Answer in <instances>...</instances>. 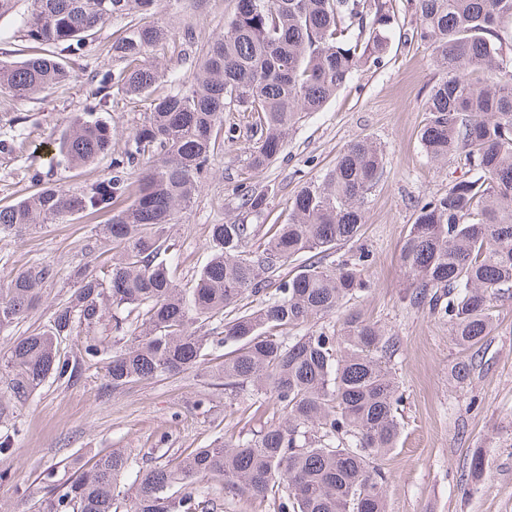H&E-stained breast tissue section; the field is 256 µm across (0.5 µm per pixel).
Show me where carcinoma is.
<instances>
[{
  "label": "carcinoma",
  "mask_w": 512,
  "mask_h": 512,
  "mask_svg": "<svg viewBox=\"0 0 512 512\" xmlns=\"http://www.w3.org/2000/svg\"><path fill=\"white\" fill-rule=\"evenodd\" d=\"M156 2L29 0L24 36L80 47L104 24L126 18L112 44L124 66L102 82L126 95H151L160 74L145 55L165 50L170 34L158 23L136 22L135 13ZM410 5V40L431 52L440 71L424 103L420 140L433 161L459 159L464 177L418 208L399 263L409 303L448 320L454 343L471 352L451 367L464 383L494 329V302L512 293V0ZM392 23L390 0H236L191 84L169 76L170 90L151 100L105 177L86 191L56 183L0 207L1 232L110 208L102 234L120 249L103 274L78 270L77 287L56 305L48 329L13 342L4 363L15 372V396L50 377L77 379L88 364L101 367L116 391L213 362L224 389L268 396L278 414L249 438L141 466L127 488L132 461L114 449L64 487H51L34 512H117L125 498L130 512H217L215 500L193 491L211 480L227 497L272 496L274 512H387L385 479L373 463L400 435L390 366L397 338L357 313L337 330L309 328L367 288L368 252L327 257L359 235L384 172L380 148L368 138L349 144L322 181L297 191L288 222L269 225L263 245L253 224L210 225V259L188 289L160 255L173 250L161 228L192 207L224 113L250 114V165H268L305 115L321 111L363 63L380 61ZM69 78L68 61L53 52L0 60V92L16 97ZM110 143L106 123L85 112L59 148L71 167L82 168L108 154ZM241 207L262 214L267 198L246 194ZM303 253L309 261L282 275ZM54 277L52 268L32 265L0 289V332L19 324ZM246 295L264 300L247 306ZM104 321L108 342L94 334ZM61 336L84 337L81 359L60 355ZM227 342L238 347L214 355ZM176 484L183 493H171Z\"/></svg>",
  "instance_id": "carcinoma-1"
}]
</instances>
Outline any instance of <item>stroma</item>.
I'll return each mask as SVG.
<instances>
[{
    "label": "stroma",
    "instance_id": "obj_1",
    "mask_svg": "<svg viewBox=\"0 0 512 512\" xmlns=\"http://www.w3.org/2000/svg\"><path fill=\"white\" fill-rule=\"evenodd\" d=\"M235 0H158L147 19L164 25L171 39L164 51L150 53L149 64L164 78L178 73L191 79L207 45L224 31ZM395 23L380 65L361 66L349 84L322 111L306 116L290 134L283 152L269 166L248 165L253 144L250 117L224 115V131L201 175L195 202L164 237L177 244L172 267L175 280L192 284L209 259L208 227L235 219L268 227L288 220L289 204L306 182L322 180L350 142L370 137L384 153V176L369 198L361 236L339 253H370L364 295L336 314L320 319L323 327L340 325L347 313L384 325L398 338L391 359L402 399L397 417L401 434L396 447L376 460L385 477L388 512H512V298L497 301L499 320L481 348V362L471 382L450 376L462 358L448 322L428 309L409 304L399 266L403 239L421 203L445 193L462 171L456 163L440 165L426 155L419 129L424 101L438 75L428 50L407 41L413 15L407 0H393ZM27 0L0 18V53L22 58L32 44L23 35ZM123 21L98 29L79 56L72 77L50 91L29 98L0 93V137L11 120H20L26 137L23 151L0 153V206L35 192L27 177L39 170L44 181L88 189L102 179L109 157L70 168L53 142L76 114L94 108L112 129V155L122 153L149 109L144 97L101 96L103 76L119 70L112 44ZM265 194L267 214L246 213L241 196ZM106 212L78 213L56 224H31L0 233V285L19 269L42 263L56 276L41 291L38 305L13 329L0 332V353L15 337L42 329L55 306L65 299L80 265L102 270L112 259V243L99 232ZM20 428L11 448L0 454V512H26L48 484H61L94 456L124 450L136 466L162 463L186 448H204L217 438L250 436L273 423V405L262 398L225 392L222 380L208 370L189 369L135 382L119 391L108 387L99 369H87L74 383L47 380L24 399H10ZM482 452L481 475L470 459ZM51 481H44L45 470Z\"/></svg>",
    "mask_w": 512,
    "mask_h": 512
}]
</instances>
